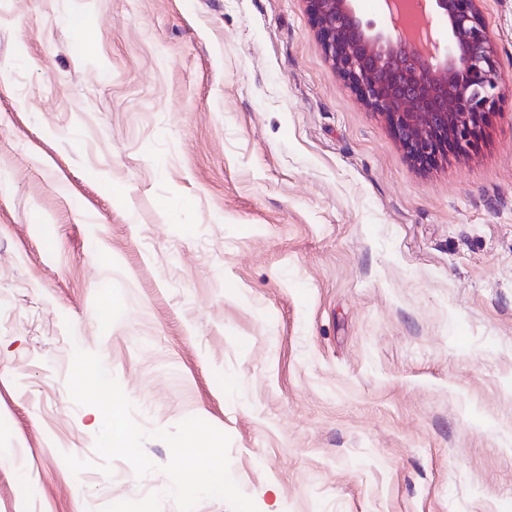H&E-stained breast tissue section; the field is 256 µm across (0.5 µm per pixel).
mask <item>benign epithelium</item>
Listing matches in <instances>:
<instances>
[{
	"label": "benign epithelium",
	"mask_w": 512,
	"mask_h": 512,
	"mask_svg": "<svg viewBox=\"0 0 512 512\" xmlns=\"http://www.w3.org/2000/svg\"><path fill=\"white\" fill-rule=\"evenodd\" d=\"M326 58L374 112L384 116L412 161L426 167L448 149L467 152L495 114L498 65L478 0H430L448 24V51L400 29L402 4L388 0L393 31H375L353 0H305Z\"/></svg>",
	"instance_id": "1"
}]
</instances>
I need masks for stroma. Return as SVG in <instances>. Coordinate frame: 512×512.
<instances>
[{
  "instance_id": "obj_1",
  "label": "stroma",
  "mask_w": 512,
  "mask_h": 512,
  "mask_svg": "<svg viewBox=\"0 0 512 512\" xmlns=\"http://www.w3.org/2000/svg\"><path fill=\"white\" fill-rule=\"evenodd\" d=\"M480 13L504 94L423 168L305 0H0V512H177L163 441L98 468L78 348L145 429L226 433L258 512H512V0Z\"/></svg>"
}]
</instances>
